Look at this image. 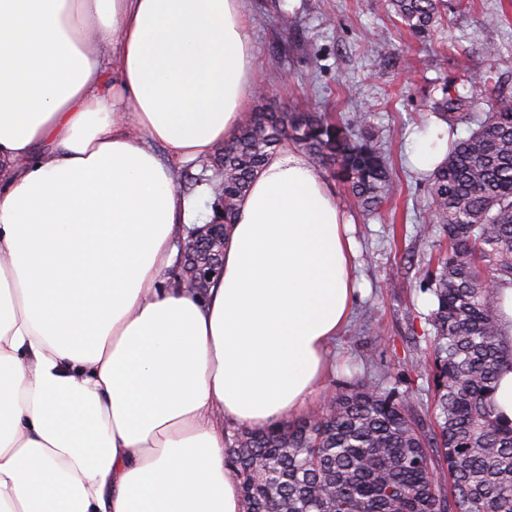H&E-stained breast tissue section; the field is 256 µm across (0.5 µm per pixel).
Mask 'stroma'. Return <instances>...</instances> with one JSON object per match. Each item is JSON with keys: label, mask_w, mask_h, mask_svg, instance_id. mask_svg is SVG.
Wrapping results in <instances>:
<instances>
[{"label": "stroma", "mask_w": 512, "mask_h": 512, "mask_svg": "<svg viewBox=\"0 0 512 512\" xmlns=\"http://www.w3.org/2000/svg\"><path fill=\"white\" fill-rule=\"evenodd\" d=\"M260 84L267 92L250 110L370 113L371 128L388 154L399 192L375 213L360 209L335 178L327 183L352 224L356 252L350 323L337 336L334 366L314 410L342 386L389 380L433 412L430 372L411 369L425 353L431 296L421 268L439 249L422 236L428 174L409 156L424 136L443 130L470 135L469 123L448 125L429 108L444 83L472 73L490 75L492 92L512 96V0H448L433 35L418 41L393 17L386 0H245ZM498 48L487 55L485 45Z\"/></svg>", "instance_id": "1"}]
</instances>
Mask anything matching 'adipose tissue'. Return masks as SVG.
<instances>
[{"label": "adipose tissue", "instance_id": "adipose-tissue-1", "mask_svg": "<svg viewBox=\"0 0 512 512\" xmlns=\"http://www.w3.org/2000/svg\"><path fill=\"white\" fill-rule=\"evenodd\" d=\"M243 0H0V512H240L224 424L306 409L352 307L325 179L281 149L198 293L175 163L244 125Z\"/></svg>", "mask_w": 512, "mask_h": 512}]
</instances>
